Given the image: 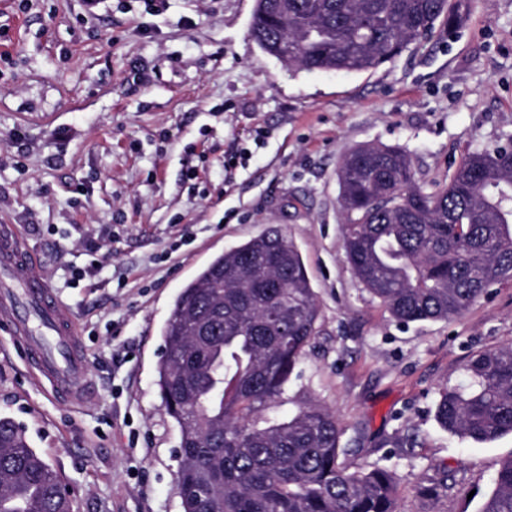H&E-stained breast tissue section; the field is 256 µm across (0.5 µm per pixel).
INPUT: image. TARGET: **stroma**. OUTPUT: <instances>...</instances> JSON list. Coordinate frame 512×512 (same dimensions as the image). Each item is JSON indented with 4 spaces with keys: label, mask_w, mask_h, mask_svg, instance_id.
<instances>
[{
    "label": "stroma",
    "mask_w": 512,
    "mask_h": 512,
    "mask_svg": "<svg viewBox=\"0 0 512 512\" xmlns=\"http://www.w3.org/2000/svg\"><path fill=\"white\" fill-rule=\"evenodd\" d=\"M253 4L112 0L86 22L82 0H0V224L20 227L88 359L76 404L0 338V417L70 486L73 512H182L161 331L214 256L277 225L322 309L281 413L308 398L334 410L344 463L392 470L399 512H480L512 435L462 441L434 409L474 354L512 344V283L459 319L397 322L345 261L336 168L357 145H399L429 187L512 137V0H464L454 29L353 74L264 53ZM257 125L266 147L225 182ZM89 240L110 256L72 282Z\"/></svg>",
    "instance_id": "stroma-1"
}]
</instances>
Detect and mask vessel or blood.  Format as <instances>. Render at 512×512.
Here are the masks:
<instances>
[{
  "label": "vessel or blood",
  "mask_w": 512,
  "mask_h": 512,
  "mask_svg": "<svg viewBox=\"0 0 512 512\" xmlns=\"http://www.w3.org/2000/svg\"><path fill=\"white\" fill-rule=\"evenodd\" d=\"M0 333L18 354L72 398L86 385L88 360L75 323L66 315L21 245L17 225H0Z\"/></svg>",
  "instance_id": "vessel-or-blood-1"
}]
</instances>
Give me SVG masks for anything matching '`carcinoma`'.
I'll return each mask as SVG.
<instances>
[{
	"label": "carcinoma",
	"instance_id": "obj_1",
	"mask_svg": "<svg viewBox=\"0 0 512 512\" xmlns=\"http://www.w3.org/2000/svg\"><path fill=\"white\" fill-rule=\"evenodd\" d=\"M453 29L449 0H255L251 37L283 36L307 71L366 72ZM346 260L399 322L450 321L494 285L512 282V146L476 149L444 183L416 184L407 150L365 144L337 169ZM321 308L282 229L216 255L177 295L161 336L158 386L180 428L184 512H398L384 467L348 470L340 425L288 384L317 336ZM468 384L438 390L435 420L462 441L512 434V346L472 356ZM59 476L25 433L0 417V512H71ZM480 512H512V455Z\"/></svg>",
	"mask_w": 512,
	"mask_h": 512
}]
</instances>
